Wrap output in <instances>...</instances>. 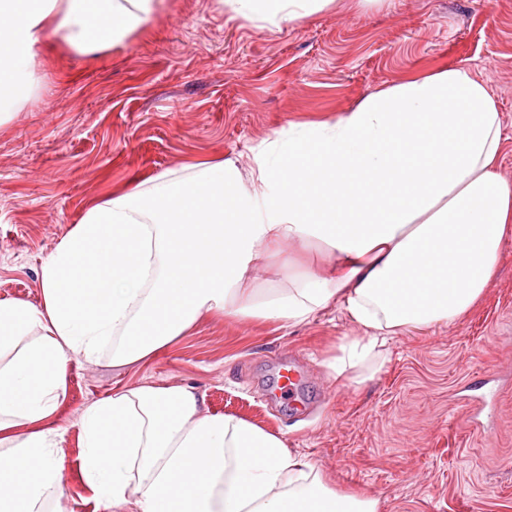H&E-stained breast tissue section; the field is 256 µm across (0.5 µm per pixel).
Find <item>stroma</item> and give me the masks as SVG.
Returning <instances> with one entry per match:
<instances>
[{"label": "stroma", "instance_id": "obj_1", "mask_svg": "<svg viewBox=\"0 0 512 512\" xmlns=\"http://www.w3.org/2000/svg\"><path fill=\"white\" fill-rule=\"evenodd\" d=\"M448 66L490 88L512 182V0H385L255 28L219 0H165L143 31L93 58L55 50L35 97L0 125V301L41 303L40 271L85 209L143 175L207 159L248 164L289 123L328 120L368 92ZM340 307L309 322L211 317L155 355L71 362L49 423L61 431L63 512H106L79 469L80 415L129 386L189 385L206 410L285 438L343 493L378 512H512V383L487 395L474 430L465 383L512 363V240L484 299L453 324L393 337L382 369L336 380L324 361L358 335ZM304 366L313 405L266 397L281 360Z\"/></svg>", "mask_w": 512, "mask_h": 512}]
</instances>
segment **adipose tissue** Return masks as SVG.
<instances>
[{
    "label": "adipose tissue",
    "mask_w": 512,
    "mask_h": 512,
    "mask_svg": "<svg viewBox=\"0 0 512 512\" xmlns=\"http://www.w3.org/2000/svg\"><path fill=\"white\" fill-rule=\"evenodd\" d=\"M164 0H0V123L39 88L44 46L90 57ZM336 0H224L255 27ZM502 116L451 66L380 88L254 154L169 168L91 205L41 267V304L0 301V512H58V433L44 423L71 360L130 365L201 319L294 326L329 306L361 334L326 365L364 381L393 336L461 319L512 239ZM81 467L103 506L139 512H378L337 492L282 435L202 409L193 387L138 385L87 407Z\"/></svg>",
    "instance_id": "ef3b65f1"
}]
</instances>
